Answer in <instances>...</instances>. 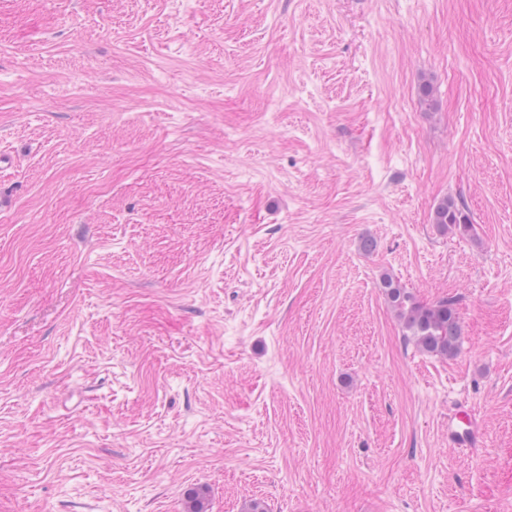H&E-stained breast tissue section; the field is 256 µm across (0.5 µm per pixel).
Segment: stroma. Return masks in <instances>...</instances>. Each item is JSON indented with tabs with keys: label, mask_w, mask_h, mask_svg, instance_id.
Returning a JSON list of instances; mask_svg holds the SVG:
<instances>
[{
	"label": "stroma",
	"mask_w": 512,
	"mask_h": 512,
	"mask_svg": "<svg viewBox=\"0 0 512 512\" xmlns=\"http://www.w3.org/2000/svg\"><path fill=\"white\" fill-rule=\"evenodd\" d=\"M0 153V512H512V0H0ZM431 222L443 231H448L449 227L463 232L470 230L469 217L451 197H446L435 205ZM381 286L402 324L404 336H410L419 351L441 357L458 353L462 336L455 300L443 297L423 304L390 275L383 276Z\"/></svg>",
	"instance_id": "obj_1"
}]
</instances>
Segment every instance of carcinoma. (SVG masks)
<instances>
[{
  "mask_svg": "<svg viewBox=\"0 0 512 512\" xmlns=\"http://www.w3.org/2000/svg\"><path fill=\"white\" fill-rule=\"evenodd\" d=\"M431 223L443 231L450 227L463 232L470 230L469 217L451 197L435 205ZM381 286L402 324L404 335L419 351L441 357L458 353L461 323L455 300L443 297L423 304L390 275L383 276Z\"/></svg>",
  "mask_w": 512,
  "mask_h": 512,
  "instance_id": "cac0c4a2",
  "label": "carcinoma"
}]
</instances>
